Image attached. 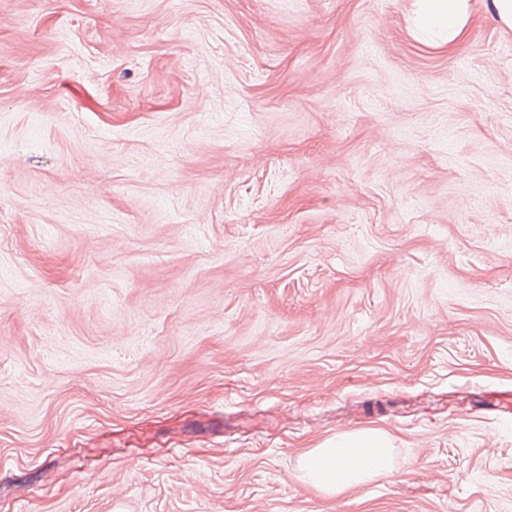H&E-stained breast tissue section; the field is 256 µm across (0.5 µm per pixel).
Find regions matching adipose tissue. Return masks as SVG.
<instances>
[{
	"label": "adipose tissue",
	"instance_id": "1",
	"mask_svg": "<svg viewBox=\"0 0 512 512\" xmlns=\"http://www.w3.org/2000/svg\"><path fill=\"white\" fill-rule=\"evenodd\" d=\"M468 0H421V21L448 32L455 44L465 32ZM302 481L332 497L392 471V450L386 432L369 430L344 433L329 439L301 457Z\"/></svg>",
	"mask_w": 512,
	"mask_h": 512
}]
</instances>
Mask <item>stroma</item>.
Segmentation results:
<instances>
[{"label": "stroma", "mask_w": 512, "mask_h": 512, "mask_svg": "<svg viewBox=\"0 0 512 512\" xmlns=\"http://www.w3.org/2000/svg\"><path fill=\"white\" fill-rule=\"evenodd\" d=\"M415 10L0 0V512H512V30ZM390 439L382 430L337 435L301 456L300 479L326 497L392 472Z\"/></svg>", "instance_id": "stroma-1"}]
</instances>
